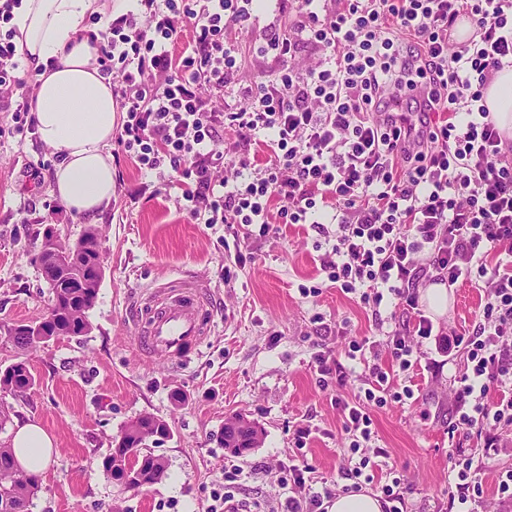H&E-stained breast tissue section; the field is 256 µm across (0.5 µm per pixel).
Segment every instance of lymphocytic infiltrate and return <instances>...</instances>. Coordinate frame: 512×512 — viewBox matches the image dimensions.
I'll use <instances>...</instances> for the list:
<instances>
[{"instance_id":"1","label":"lymphocytic infiltrate","mask_w":512,"mask_h":512,"mask_svg":"<svg viewBox=\"0 0 512 512\" xmlns=\"http://www.w3.org/2000/svg\"><path fill=\"white\" fill-rule=\"evenodd\" d=\"M138 12L104 20L96 63L112 79L124 118L112 151L154 174L161 189L202 224L271 232L279 201L286 224H311L333 210V243L320 257L331 287L359 298L373 316L399 305L386 346L400 370L415 339L433 334L419 308L429 282L475 284L487 300L471 333L449 328L465 361L450 377V423L478 447L512 427V143L484 100L495 74L512 67V0H280L287 26L259 34L253 53L270 71L238 79L234 28L254 25L258 0H139ZM21 0H0V110L34 125L29 75L11 27ZM468 22L470 37H455ZM193 41L173 47L185 30ZM414 89L403 100L404 88ZM236 141L224 146L225 130ZM264 135L269 159L250 152ZM246 171L232 183L223 165ZM380 364L353 401H338L349 451L347 492L372 484L370 408L413 399ZM455 512H475L482 484L471 456L451 466ZM286 512H325L332 489L308 492L305 471Z\"/></svg>"}]
</instances>
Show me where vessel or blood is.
Instances as JSON below:
<instances>
[{"mask_svg": "<svg viewBox=\"0 0 512 512\" xmlns=\"http://www.w3.org/2000/svg\"><path fill=\"white\" fill-rule=\"evenodd\" d=\"M215 304L210 285L181 278L140 291L127 302L125 315L142 351L179 363L187 347L206 336L201 318Z\"/></svg>", "mask_w": 512, "mask_h": 512, "instance_id": "obj_1", "label": "vessel or blood"}]
</instances>
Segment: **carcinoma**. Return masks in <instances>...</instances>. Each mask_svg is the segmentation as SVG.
<instances>
[{"label":"carcinoma","mask_w":512,"mask_h":512,"mask_svg":"<svg viewBox=\"0 0 512 512\" xmlns=\"http://www.w3.org/2000/svg\"><path fill=\"white\" fill-rule=\"evenodd\" d=\"M75 246L93 256L97 252L100 241L97 230L90 229L75 243ZM100 281L96 280L83 287L76 279L63 280L49 285L52 296L56 299L57 317L49 327V335L32 336L21 330L11 337V341L19 348L34 349L52 340V335L59 337L80 336L91 328L89 311L94 306ZM35 384V376L29 364L16 362L5 369H0V389L25 393ZM169 424L153 415H143L129 423L121 432L126 443L139 448L154 438L166 437L170 434ZM260 431L247 433L239 431L227 438L228 447L239 454L259 446ZM142 457L141 486L148 487L162 478L165 463L150 452H139ZM39 475L18 467L11 448L0 446V512H28V507L35 492L39 488Z\"/></svg>","instance_id":"1"}]
</instances>
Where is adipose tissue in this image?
<instances>
[{"label": "adipose tissue", "mask_w": 512, "mask_h": 512, "mask_svg": "<svg viewBox=\"0 0 512 512\" xmlns=\"http://www.w3.org/2000/svg\"><path fill=\"white\" fill-rule=\"evenodd\" d=\"M127 0H22L11 21L25 63L38 72L34 112L41 141L62 161L54 172V192L77 214L92 217L108 207L115 171L107 147L116 123L117 104L111 77L102 75L93 59L95 46L84 31L89 14L120 15ZM56 70H48L49 61ZM486 104L499 129L512 136V69L496 74L486 90ZM19 465L44 470L55 442L39 425H19L11 441Z\"/></svg>", "instance_id": "ef3b65f1"}]
</instances>
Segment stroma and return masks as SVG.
<instances>
[{
    "instance_id": "stroma-1",
    "label": "stroma",
    "mask_w": 512,
    "mask_h": 512,
    "mask_svg": "<svg viewBox=\"0 0 512 512\" xmlns=\"http://www.w3.org/2000/svg\"><path fill=\"white\" fill-rule=\"evenodd\" d=\"M57 152L36 129L18 130L0 111V369L27 361L36 378L24 394L0 390L10 420L0 444L10 442L17 421H30L53 437L55 454L41 471L30 512H208L214 490L230 465L240 467V497L253 512H279L288 495L283 466H308L313 490L348 483L349 441L337 399L350 400L367 370L348 358V342L374 338L375 318L358 299L323 287L318 243L309 224H276L266 237L233 236L222 224H197L181 213L155 177L125 162L116 170L109 208L89 219L62 209L53 176ZM98 230L105 274L89 312L90 331L23 351L7 329L43 317L51 294L33 249L46 231L65 244ZM245 265L234 263L236 253ZM190 275L216 291L210 336L173 364L145 357L122 317L127 296L161 281ZM321 285L319 295L302 286ZM485 302L482 289H451L444 315L433 324L471 329ZM447 337L417 348L414 399L372 409L374 448L380 449L376 481L399 472L410 489L408 512H448L449 456L463 444L449 432V377L463 352L442 368L432 365ZM339 360L343 386L320 380L315 358ZM150 414L171 427L170 437L149 443L166 463L154 485L123 489L102 461L121 429ZM242 415L263 431L258 448L238 456L225 449L224 424ZM311 434L297 450L300 429ZM503 445L474 449L483 457L479 512H512L499 502L498 471L512 469V428Z\"/></svg>"
}]
</instances>
